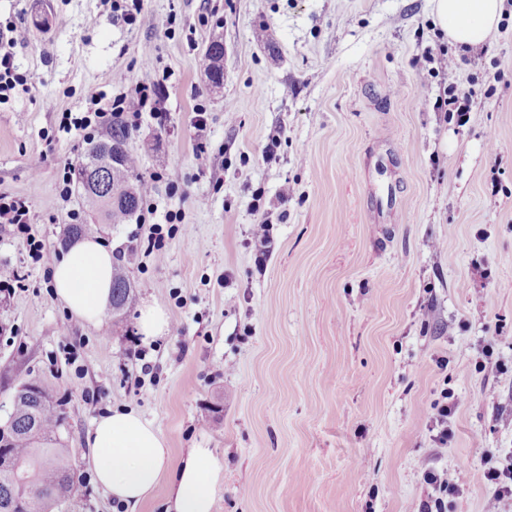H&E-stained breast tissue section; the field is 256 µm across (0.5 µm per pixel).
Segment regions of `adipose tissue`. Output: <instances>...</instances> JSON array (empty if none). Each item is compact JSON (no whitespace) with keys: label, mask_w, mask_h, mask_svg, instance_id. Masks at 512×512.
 <instances>
[{"label":"adipose tissue","mask_w":512,"mask_h":512,"mask_svg":"<svg viewBox=\"0 0 512 512\" xmlns=\"http://www.w3.org/2000/svg\"><path fill=\"white\" fill-rule=\"evenodd\" d=\"M438 24L461 49L483 45L498 25L503 0H432ZM111 248L85 237L66 246L55 263V298L77 320L99 326L112 297ZM90 464L97 485L128 507L152 494L164 475H171L172 512H212L218 469L211 449L193 448L180 465L153 424L133 410L97 418L87 436Z\"/></svg>","instance_id":"obj_1"}]
</instances>
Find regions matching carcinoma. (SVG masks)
I'll list each match as a JSON object with an SVG mask.
<instances>
[{"instance_id": "cac0c4a2", "label": "carcinoma", "mask_w": 512, "mask_h": 512, "mask_svg": "<svg viewBox=\"0 0 512 512\" xmlns=\"http://www.w3.org/2000/svg\"><path fill=\"white\" fill-rule=\"evenodd\" d=\"M210 78H224V48L211 41L203 53ZM129 130L116 125L107 139L91 146L74 166L75 175L91 168L102 173L104 191L93 196L86 183L76 179L81 197L96 207L109 224H124L141 209L146 178L137 158L126 145ZM120 159L112 163V149ZM126 273H112V311L124 313L131 295ZM64 422L62 401L36 378L22 383L14 394L8 416L7 451L0 454V512H50L52 506L75 496V472L60 430Z\"/></svg>"}]
</instances>
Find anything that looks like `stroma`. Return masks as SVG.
<instances>
[{"instance_id": "1", "label": "stroma", "mask_w": 512, "mask_h": 512, "mask_svg": "<svg viewBox=\"0 0 512 512\" xmlns=\"http://www.w3.org/2000/svg\"><path fill=\"white\" fill-rule=\"evenodd\" d=\"M114 2L43 0L46 36L31 0H0V27L27 31L0 100V193L26 201L45 245L32 261L0 226V277H25L0 300V420L37 377L87 476L94 419L138 411L173 459L212 449L213 512H414L436 497L430 468L467 471L441 512H483L486 456L512 453V0L470 54L432 0H143L132 22ZM215 36L218 89L202 66ZM443 50L456 60L444 71ZM147 62L164 113L143 114L127 148L157 178L154 213L98 232L133 290L97 329L47 276L68 225L96 219L61 194L89 144L60 123L131 94ZM453 86L473 93L462 123L434 106ZM172 213L166 247L148 251ZM264 219L274 249L260 267ZM145 303L171 329L141 339L145 362L122 361ZM486 347L504 370L480 368ZM447 394L460 405L441 446Z\"/></svg>"}]
</instances>
